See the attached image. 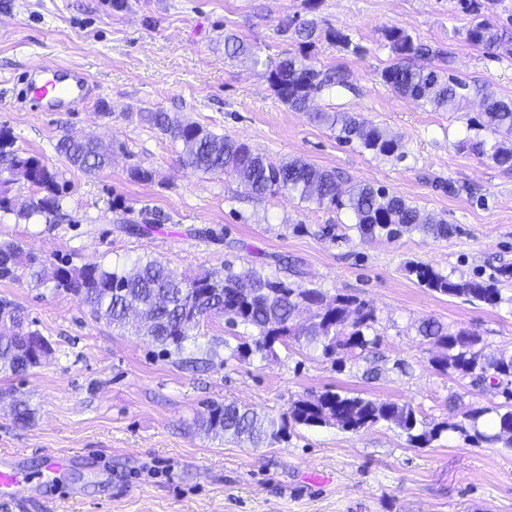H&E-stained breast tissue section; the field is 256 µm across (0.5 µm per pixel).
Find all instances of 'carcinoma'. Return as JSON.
Wrapping results in <instances>:
<instances>
[{
  "mask_svg": "<svg viewBox=\"0 0 512 512\" xmlns=\"http://www.w3.org/2000/svg\"><path fill=\"white\" fill-rule=\"evenodd\" d=\"M455 8L471 16L466 40L487 50L512 48L508 28L481 13L480 0H455ZM289 39L298 50L288 52L268 69V80L277 97L295 112L308 109V99L322 92L354 90L349 74L340 65L319 70L312 64L307 48L319 37L314 18L291 21ZM384 37L394 56L381 72V79L399 96L411 99L434 112H455L469 93V85L453 74L450 53L436 49L399 27L385 29ZM483 112L477 125L493 140L469 139L466 146L486 156L498 167L512 171V99L495 96L482 87ZM139 121L157 129L181 146V166L204 175H235L255 195L288 193L313 200L338 212L349 214L361 241L396 237L417 232L425 237L446 238L457 228L389 192L385 187L355 184L342 191L336 172L304 159L293 158L278 166L265 159L241 139L222 135L169 112H139ZM310 120L327 127L341 144L356 145L376 156L398 159L397 139L386 130L346 112H311ZM13 137L0 129V185L12 182L9 173L18 167L26 171V181L36 187L22 205L0 192V212L18 220L42 217L49 224L64 216L68 183L62 173L35 156L12 149ZM56 152L71 166L94 174L109 166L112 156L93 137L65 134L55 145ZM419 283L431 291L480 301L488 305L502 302L499 278L488 280L453 278L427 264L412 268ZM41 285L48 280L54 288L73 295L91 308L92 315L104 319L132 335L142 336L164 355L182 353L190 341L197 320L222 319L231 327L250 332L252 342L231 349L230 357L241 362L265 359L288 340H304L330 358L338 354L371 352L381 344L375 330L374 307L348 294L327 296L315 288H304L285 279L269 277L253 269L247 273L205 271L187 276L157 261H140L127 271L115 266H76L66 260L54 263L26 252L17 243L0 245V280L19 281L24 276ZM0 314L23 334L38 335L26 323L21 309L0 299ZM418 334L436 346L432 358L441 372L469 377L474 384L485 380L506 384L505 401L492 406L469 408L464 421L426 423L408 404L341 394L330 389L291 402L279 417L268 418L235 403H213L200 421L201 430L216 437L246 439L254 446L288 440L297 426H336L357 431L379 423L401 429L407 442L425 448L443 434L460 433L473 444L500 443L512 449V354L485 351L482 338L467 328L451 330L433 318H425ZM0 372L22 374L39 363L17 346L1 339Z\"/></svg>",
  "mask_w": 512,
  "mask_h": 512,
  "instance_id": "1",
  "label": "carcinoma"
}]
</instances>
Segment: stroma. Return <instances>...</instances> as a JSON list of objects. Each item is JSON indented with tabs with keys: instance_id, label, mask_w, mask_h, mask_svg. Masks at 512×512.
Segmentation results:
<instances>
[{
	"instance_id": "obj_1",
	"label": "stroma",
	"mask_w": 512,
	"mask_h": 512,
	"mask_svg": "<svg viewBox=\"0 0 512 512\" xmlns=\"http://www.w3.org/2000/svg\"><path fill=\"white\" fill-rule=\"evenodd\" d=\"M310 15L322 30L347 29L363 51L316 40L313 64L345 66L353 89L314 97L309 112L371 121L400 140L404 159L341 144L277 98L267 65L292 48L281 27ZM469 23L452 0H0V128L11 130L14 150L48 160L71 185L62 222L2 216L0 244L78 266L157 259L189 275L229 263L290 276L373 305L382 338L339 367L295 341L240 362L230 357L240 336L215 319L200 323L183 355L166 357L51 285L0 281V298L20 306L52 348L25 374L0 372V463L22 481L18 496L0 498V512H512V451L457 433L415 448L383 423L357 432L298 426L288 442L255 448L198 428L213 402L276 417L328 389L406 403L428 422H459L470 407L502 402L499 387L439 372L416 325L432 317L468 328L487 351L510 355L512 282L503 303L472 304L430 291L408 267L468 278L512 266V172L460 146L486 135L479 98L433 112L380 78L392 62L384 31L396 26L450 51L467 84L512 99V54L469 44ZM228 34L251 55L228 57ZM41 63L88 74L82 107L37 112L18 101L25 72ZM157 110L247 140L272 163L303 158L344 184L385 186L458 231L362 242L346 214L185 170L178 145L132 118ZM67 133L98 137L111 166L94 175L71 168L54 150ZM135 167L151 179L132 180ZM18 405L29 408L28 423L17 422ZM50 453L62 460L58 472L46 469Z\"/></svg>"
}]
</instances>
